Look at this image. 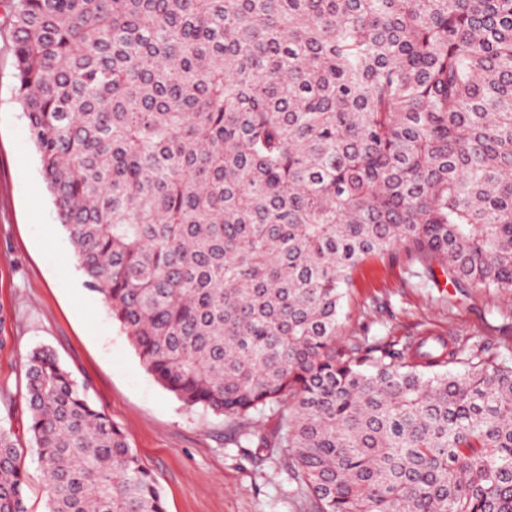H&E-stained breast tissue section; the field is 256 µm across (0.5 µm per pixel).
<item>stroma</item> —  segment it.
<instances>
[{
    "label": "stroma",
    "mask_w": 512,
    "mask_h": 512,
    "mask_svg": "<svg viewBox=\"0 0 512 512\" xmlns=\"http://www.w3.org/2000/svg\"><path fill=\"white\" fill-rule=\"evenodd\" d=\"M7 12L0 0V425L26 436L25 356L43 344L128 433L167 512H310L281 458L237 447L223 417L184 407L154 381L86 286L15 99ZM341 323L343 335L367 323L372 335L403 344L450 336L512 364V295L473 289L449 298L437 280L413 277L401 247L358 265Z\"/></svg>",
    "instance_id": "stroma-1"
}]
</instances>
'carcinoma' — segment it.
<instances>
[{"label": "carcinoma", "mask_w": 512, "mask_h": 512, "mask_svg": "<svg viewBox=\"0 0 512 512\" xmlns=\"http://www.w3.org/2000/svg\"><path fill=\"white\" fill-rule=\"evenodd\" d=\"M16 100L144 369L313 512H512V366L340 336L353 270L512 293V0H9ZM45 512H166L128 434L26 357ZM268 417L267 432L255 423ZM0 425V512H27Z\"/></svg>", "instance_id": "cac0c4a2"}]
</instances>
